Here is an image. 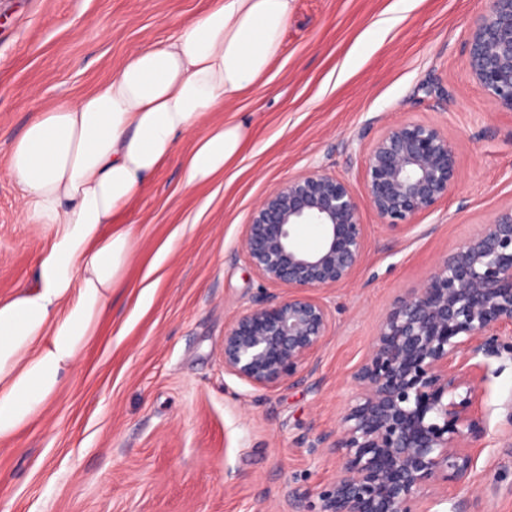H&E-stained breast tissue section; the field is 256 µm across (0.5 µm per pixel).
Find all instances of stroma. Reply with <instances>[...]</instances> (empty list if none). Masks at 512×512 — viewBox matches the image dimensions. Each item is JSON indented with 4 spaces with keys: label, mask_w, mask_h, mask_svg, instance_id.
Masks as SVG:
<instances>
[{
    "label": "stroma",
    "mask_w": 512,
    "mask_h": 512,
    "mask_svg": "<svg viewBox=\"0 0 512 512\" xmlns=\"http://www.w3.org/2000/svg\"><path fill=\"white\" fill-rule=\"evenodd\" d=\"M209 0H0V298L31 274L43 242L8 175L12 143L37 110L91 92L127 52L169 38ZM293 0L269 82L211 113L253 137L213 184L179 161L126 215L136 254L72 382L15 438L0 441V512H318L339 460L321 443L356 394L353 375L382 315L512 202V112L471 78L465 43L489 0ZM436 125L458 179L413 229L387 230L361 205L367 240L351 280L320 290L333 331L303 381L257 389L225 373L232 319L274 285L241 248L253 206L312 168L362 194L360 144L386 122ZM163 262L155 257L161 247ZM469 486L441 512H512V334L488 361Z\"/></svg>",
    "instance_id": "obj_1"
}]
</instances>
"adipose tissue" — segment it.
Instances as JSON below:
<instances>
[{
    "label": "adipose tissue",
    "instance_id": "1",
    "mask_svg": "<svg viewBox=\"0 0 512 512\" xmlns=\"http://www.w3.org/2000/svg\"><path fill=\"white\" fill-rule=\"evenodd\" d=\"M293 0H209L166 42L127 54L110 78L43 108L8 155L26 223L44 242L29 280L0 301V440L32 424L68 382L135 256L131 204L173 156L189 186L222 178L247 122L208 123L267 81ZM185 154L176 148L185 136Z\"/></svg>",
    "mask_w": 512,
    "mask_h": 512
}]
</instances>
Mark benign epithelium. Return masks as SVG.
Here are the masks:
<instances>
[{
  "label": "benign epithelium",
  "mask_w": 512,
  "mask_h": 512,
  "mask_svg": "<svg viewBox=\"0 0 512 512\" xmlns=\"http://www.w3.org/2000/svg\"><path fill=\"white\" fill-rule=\"evenodd\" d=\"M472 78L512 112V0H491L466 43ZM365 196L382 224L413 227L457 178L448 134L398 121L363 148ZM299 224L322 229L311 251ZM359 202L342 177L309 169L251 211L243 248L257 278L282 293L254 301L224 332V371L255 388L303 380L330 336L329 306L312 292L349 282L365 249ZM512 327V203L397 299L355 373V403L329 449L340 473L319 512H434L448 484L468 482L471 443L485 433L479 405L487 359Z\"/></svg>",
  "instance_id": "7a95c632"
}]
</instances>
